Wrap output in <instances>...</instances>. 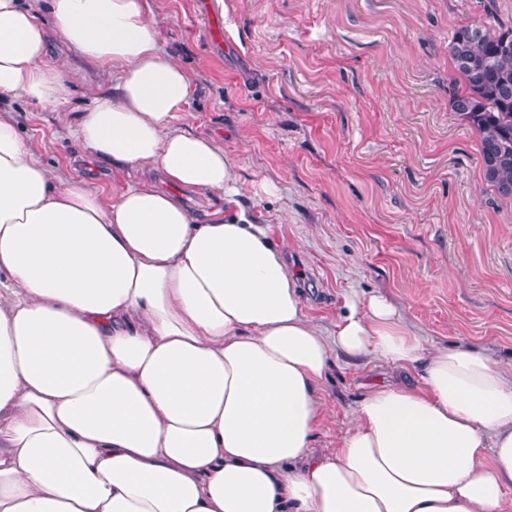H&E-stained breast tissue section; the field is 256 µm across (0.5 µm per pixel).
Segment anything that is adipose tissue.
I'll list each match as a JSON object with an SVG mask.
<instances>
[{
	"label": "adipose tissue",
	"mask_w": 512,
	"mask_h": 512,
	"mask_svg": "<svg viewBox=\"0 0 512 512\" xmlns=\"http://www.w3.org/2000/svg\"><path fill=\"white\" fill-rule=\"evenodd\" d=\"M54 36L119 72L76 116L87 158L164 183L56 181L0 116V512H503L512 366L426 348L380 295L326 340L223 145L174 126L195 87L143 0H0V95L67 100ZM181 189L224 204L197 222ZM334 350L420 382L370 384L325 453Z\"/></svg>",
	"instance_id": "ef3b65f1"
}]
</instances>
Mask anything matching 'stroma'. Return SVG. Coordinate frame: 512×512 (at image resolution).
Instances as JSON below:
<instances>
[{"instance_id": "obj_1", "label": "stroma", "mask_w": 512, "mask_h": 512, "mask_svg": "<svg viewBox=\"0 0 512 512\" xmlns=\"http://www.w3.org/2000/svg\"><path fill=\"white\" fill-rule=\"evenodd\" d=\"M162 51L197 88L175 125L234 160L239 200L293 246L309 315L333 330L350 293L386 297L431 347L467 346L512 364V202L484 180L476 132L449 107V43L469 23L512 26V0H144ZM71 77L51 107L1 98L58 181L110 198L140 171L101 177L81 163L72 115L109 93L111 66L55 43ZM272 183L275 193L263 190ZM374 360L334 359L316 446L333 452L376 378Z\"/></svg>"}]
</instances>
